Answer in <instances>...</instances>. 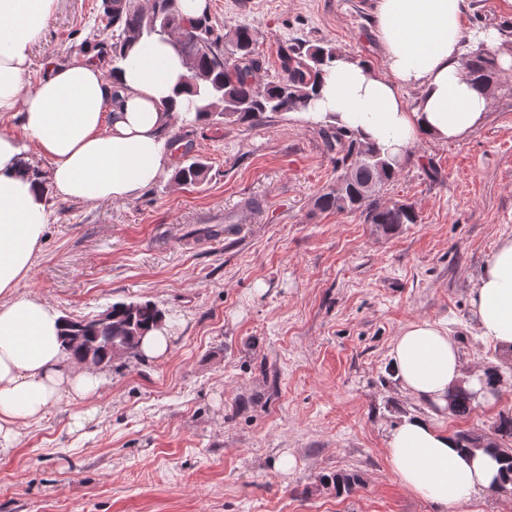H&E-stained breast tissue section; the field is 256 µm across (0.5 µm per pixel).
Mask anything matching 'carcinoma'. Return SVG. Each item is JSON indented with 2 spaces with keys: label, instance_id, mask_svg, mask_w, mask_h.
Masks as SVG:
<instances>
[{
  "label": "carcinoma",
  "instance_id": "carcinoma-1",
  "mask_svg": "<svg viewBox=\"0 0 512 512\" xmlns=\"http://www.w3.org/2000/svg\"><path fill=\"white\" fill-rule=\"evenodd\" d=\"M103 19L106 26L116 29L112 42V63L118 65L127 57L130 47L142 42L158 40L169 43L178 56L189 65L187 77L190 102L196 118L209 123L220 117L226 122L247 126L288 112H305L318 97L322 77L343 57L335 48L300 46L281 56L280 76L261 85L256 75L265 60L254 52V34L239 26L220 35L206 17L186 21L170 0H152L148 9L136 7L133 0H103ZM512 52L504 45L496 50L480 48L468 58V69L475 83L487 94H492L498 82V55ZM235 54L241 61L230 65L227 54ZM329 150L340 154L343 169H352L353 183L344 193H325L317 200L322 211L359 210L367 222L394 230L404 224L417 223L413 207L403 202L387 205L378 203L376 194L365 195L362 188L389 184L402 169L396 159L364 144L346 128L331 125L322 130ZM208 166L196 158L182 160L174 179L185 185H196L207 176ZM112 316L104 324L91 319H66L65 351L82 361L91 359L95 365H112L109 346L123 348L127 357H141L143 337L160 327L165 312L150 302H117L107 308ZM476 394L460 390L450 399L448 413L456 418L469 416L475 408ZM456 438L463 448H492L498 454L503 481L500 488L512 485V411L502 412L487 432L460 431ZM336 492L350 493L358 484L354 474L338 473L331 478Z\"/></svg>",
  "mask_w": 512,
  "mask_h": 512
}]
</instances>
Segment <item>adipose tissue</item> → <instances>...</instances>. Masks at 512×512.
I'll use <instances>...</instances> for the list:
<instances>
[{
  "label": "adipose tissue",
  "instance_id": "1",
  "mask_svg": "<svg viewBox=\"0 0 512 512\" xmlns=\"http://www.w3.org/2000/svg\"><path fill=\"white\" fill-rule=\"evenodd\" d=\"M58 0H0V449L60 402L79 405L75 426L92 415L105 382L100 368L68 357L61 315L19 290L33 271L50 221L47 195L97 203L127 201L172 174V127L193 120L183 87L188 70L171 45L138 44L117 69L88 46L67 64L30 80L32 50ZM464 0H378L377 39L385 73L361 59L340 60L323 78L311 115L354 130L362 142L401 156L422 139L460 141L484 120L489 99L470 80L460 48ZM416 90L407 103L402 89ZM50 162L48 178L30 152ZM479 334L512 355V238L499 240L473 293ZM390 359L402 391L444 411L458 386L493 402L484 371L465 373L441 324L418 320L395 337ZM391 471L441 512L497 488L500 465L483 448H459L426 415L403 419L387 438Z\"/></svg>",
  "mask_w": 512,
  "mask_h": 512
}]
</instances>
